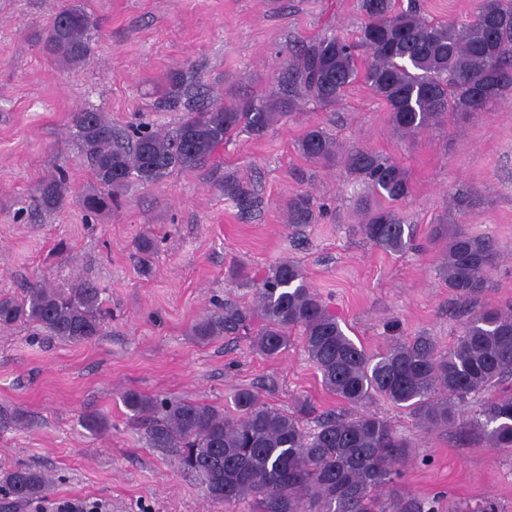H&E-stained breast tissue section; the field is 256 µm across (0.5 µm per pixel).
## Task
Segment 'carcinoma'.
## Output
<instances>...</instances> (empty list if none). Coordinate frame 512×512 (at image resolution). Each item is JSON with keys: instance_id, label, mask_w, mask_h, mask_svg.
<instances>
[{"instance_id": "carcinoma-1", "label": "carcinoma", "mask_w": 512, "mask_h": 512, "mask_svg": "<svg viewBox=\"0 0 512 512\" xmlns=\"http://www.w3.org/2000/svg\"><path fill=\"white\" fill-rule=\"evenodd\" d=\"M360 8L357 40L337 35L310 40L285 62L284 92L270 101L242 97L232 103L189 104L171 135L143 123L123 136L102 112L71 113L72 135L96 182L79 197L85 216L120 207L132 181L152 186L175 171L204 166L239 129L260 135L308 101L334 108L357 82L385 103L391 123L411 137L446 123L450 115L463 120L497 101L512 104L507 98L512 91V0H477L472 17L460 24L429 22L416 5L404 8L398 0H361ZM91 27L83 9L64 7L51 19L46 49L70 65L83 64L92 52ZM182 86L181 78L172 75L164 102L180 103ZM298 148L316 163L343 164L371 186L374 196L360 200L359 208L365 218L361 232L372 245L392 254L413 246L415 227L395 208L411 189L400 164L363 148L342 150L318 126L305 131ZM37 192L44 210L57 211L70 202L72 187L61 171L39 184ZM228 192L241 208L253 206L244 186L234 184ZM480 204L468 189L457 194L462 217ZM312 216L309 196L289 201V225L308 224ZM430 237L444 247L443 277L457 298L466 301L492 287L491 272L503 254L495 237L446 222L433 225ZM156 247L149 235L136 243L141 272L148 271ZM101 294L89 279L65 287L37 284L20 298L0 297V329L29 322L44 336L90 343L106 320ZM255 321L260 326L251 343L258 354L277 359L298 334L322 386L341 402L358 406L380 397L407 410L427 432L466 427L512 452V389L498 388L512 376V306L472 312L446 351L428 336L403 335L400 321L393 319L384 324L392 344L370 353L345 333L302 268L282 262L262 280L254 306L219 305L195 325L194 336L204 343L248 331ZM484 392L487 396L463 414L461 406ZM233 402L229 413L189 398L136 390L122 396L123 405L146 422L147 445L171 449L183 472L198 479L214 503L247 500L251 512H419L410 499L394 493L413 445L387 420L344 411L319 415L306 401L288 414L247 388L238 390ZM314 415L317 428L305 430L303 421ZM52 485L46 473L30 467L0 473V512L46 498Z\"/></svg>"}]
</instances>
